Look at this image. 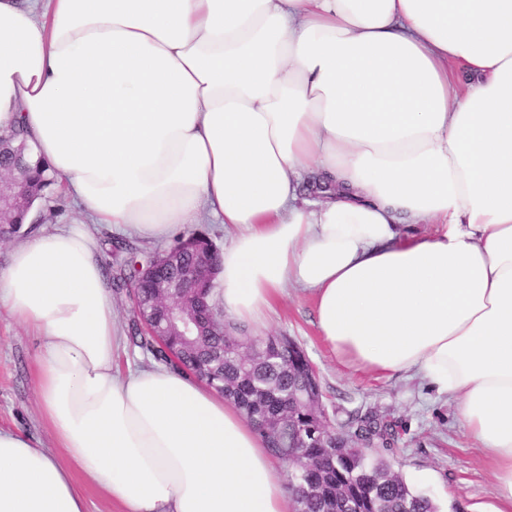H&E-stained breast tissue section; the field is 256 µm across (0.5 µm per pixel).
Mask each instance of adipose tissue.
<instances>
[{"label":"adipose tissue","instance_id":"obj_1","mask_svg":"<svg viewBox=\"0 0 512 512\" xmlns=\"http://www.w3.org/2000/svg\"><path fill=\"white\" fill-rule=\"evenodd\" d=\"M18 127L90 221L0 267L56 445L0 429V512H88L86 484L120 512H292L221 392L113 367L98 227L206 220L241 229L226 317L263 326L309 290L337 359L456 403L512 512V0H0V135ZM313 175L336 190L300 201Z\"/></svg>","mask_w":512,"mask_h":512}]
</instances>
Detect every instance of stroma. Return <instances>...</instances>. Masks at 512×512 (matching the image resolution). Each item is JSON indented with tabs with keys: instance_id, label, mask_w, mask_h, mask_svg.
<instances>
[{
	"instance_id": "1",
	"label": "stroma",
	"mask_w": 512,
	"mask_h": 512,
	"mask_svg": "<svg viewBox=\"0 0 512 512\" xmlns=\"http://www.w3.org/2000/svg\"><path fill=\"white\" fill-rule=\"evenodd\" d=\"M36 225L12 227L0 224V266L8 262L11 249L25 240L33 228L53 230L68 224L88 223V215L52 186L45 199L35 203ZM149 252L174 246V239L149 242L103 227L99 247L106 270L113 271L123 255L113 253L112 240ZM252 335L285 333L306 350L323 378L326 404L335 423L347 421L354 411L371 410L393 421L399 436L394 447L381 449V456L398 470L417 491L431 496L440 512H489L497 501L492 464L477 442L463 428L453 402L438 395L427 382L396 377L379 379L337 361L321 341L310 292L292 288L282 296L268 326L255 327ZM38 336L15 319L0 316V428L19 431L53 447L51 434L39 411L36 386Z\"/></svg>"
}]
</instances>
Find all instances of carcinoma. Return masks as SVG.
I'll return each instance as SVG.
<instances>
[{"instance_id": "obj_1", "label": "carcinoma", "mask_w": 512, "mask_h": 512, "mask_svg": "<svg viewBox=\"0 0 512 512\" xmlns=\"http://www.w3.org/2000/svg\"><path fill=\"white\" fill-rule=\"evenodd\" d=\"M24 129L0 136V164L27 166L25 202L31 206L45 196L57 180L41 162L24 159ZM177 263H167L146 274L160 254H144L116 241L113 249L126 254L113 277L118 288L132 290L136 306L160 323L163 300L155 284L180 278L190 268L206 261L218 267L216 245L203 232L182 236ZM215 280L197 284L187 305L198 321L197 336L187 342L173 333L164 343L143 329L139 316L133 319V344L161 363L185 371L220 391L262 433L272 455L288 468L294 512H438L434 500L410 489L402 475L384 460H371V453L341 441L301 447L302 438L314 439L324 425L325 388L305 350L291 336L262 337L259 349L249 346L251 337L234 336L229 326L219 327ZM363 425L383 446L395 434L393 426L366 412L351 416L344 427L354 431Z\"/></svg>"}]
</instances>
